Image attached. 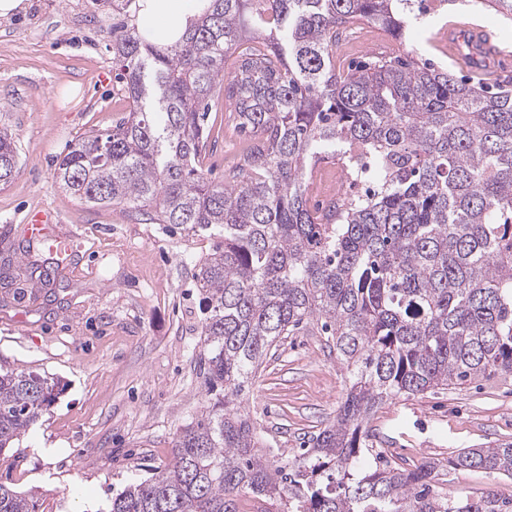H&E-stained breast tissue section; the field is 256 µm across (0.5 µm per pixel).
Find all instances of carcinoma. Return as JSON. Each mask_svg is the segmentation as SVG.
Returning a JSON list of instances; mask_svg holds the SVG:
<instances>
[{
  "instance_id": "obj_1",
  "label": "carcinoma",
  "mask_w": 512,
  "mask_h": 512,
  "mask_svg": "<svg viewBox=\"0 0 512 512\" xmlns=\"http://www.w3.org/2000/svg\"><path fill=\"white\" fill-rule=\"evenodd\" d=\"M475 5L508 19L512 0ZM410 0H210L167 47L112 32L129 110L70 142L59 188L153 224L217 232L197 265L206 313V400L170 462L103 512H512V493H448L447 476L512 481V441L463 448L448 465L369 458L366 426L397 397L512 376V89L491 93L417 55L343 72L336 42L366 23L403 39ZM249 139L224 169L200 166L213 98ZM338 161L363 195L308 206L316 166ZM0 128V186L19 172ZM317 322L345 371L336 419L303 452L258 447L241 397L271 347ZM59 382L0 366V453L55 400ZM0 484V512H33Z\"/></svg>"
}]
</instances>
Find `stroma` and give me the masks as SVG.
<instances>
[{"instance_id": "1", "label": "stroma", "mask_w": 512, "mask_h": 512, "mask_svg": "<svg viewBox=\"0 0 512 512\" xmlns=\"http://www.w3.org/2000/svg\"><path fill=\"white\" fill-rule=\"evenodd\" d=\"M0 18V125L20 171L0 187V364L61 381L65 389L0 456V483L34 494L35 512H98L114 490L171 458L180 429L201 410L206 384L202 297L194 270L217 237L147 224L131 210L89 206L60 189L55 165L77 135L108 130L127 110L112 62V0H25ZM498 49L475 64L464 28ZM462 80L512 78V20L460 4L417 25L407 43ZM201 166L213 181L242 143L223 101L213 105ZM50 212L69 254L27 243L23 226ZM345 377L325 337H288L257 370L243 407L274 453L291 455L332 422ZM367 428L391 458L447 461L463 448L512 440V377L400 397Z\"/></svg>"}]
</instances>
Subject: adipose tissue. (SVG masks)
<instances>
[{"label": "adipose tissue", "instance_id": "adipose-tissue-1", "mask_svg": "<svg viewBox=\"0 0 512 512\" xmlns=\"http://www.w3.org/2000/svg\"><path fill=\"white\" fill-rule=\"evenodd\" d=\"M208 5V0H139L137 30L151 43H174L202 16Z\"/></svg>", "mask_w": 512, "mask_h": 512}]
</instances>
